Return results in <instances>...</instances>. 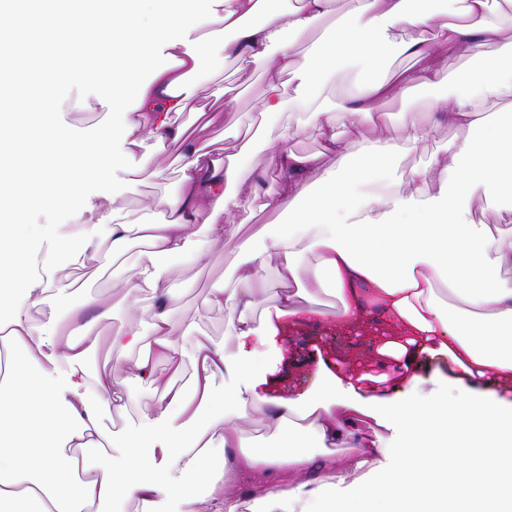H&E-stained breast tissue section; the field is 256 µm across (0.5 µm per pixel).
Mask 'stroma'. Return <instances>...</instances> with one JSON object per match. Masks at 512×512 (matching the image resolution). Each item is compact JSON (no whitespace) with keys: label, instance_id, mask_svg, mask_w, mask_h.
Here are the masks:
<instances>
[{"label":"stroma","instance_id":"stroma-1","mask_svg":"<svg viewBox=\"0 0 512 512\" xmlns=\"http://www.w3.org/2000/svg\"><path fill=\"white\" fill-rule=\"evenodd\" d=\"M298 83L297 73L285 76L283 96L287 105L282 112L268 114L262 108L266 91L263 63L254 62L244 68L233 58L216 56L200 81L199 94L231 101L233 108L224 113L221 122L199 132L200 141L222 139L225 124L238 123L253 137L244 163L245 172L260 175L266 191L280 190L282 176L271 160L267 141L278 138L288 129L292 132L288 146L295 153L315 156L324 152L322 137L311 128L310 114L293 103ZM97 91V85L90 81L61 90L55 94L52 106L44 108L37 118L67 127L77 140L96 139L106 126L121 120L120 115H106L97 103ZM435 98L434 91L422 88L415 91L412 102L394 99L384 104L385 111L393 115L394 134L405 135L413 126L427 131L411 153L392 164L391 173L396 179L407 180L426 174L433 157L444 153L448 145L459 137L455 128L436 125ZM146 155L152 156L155 166L165 168V178H155L150 169L142 166L141 159ZM178 189L176 148L160 145L149 138L142 147L133 149L124 167L76 186L77 200L87 205L83 213H75L69 204L62 203L50 209L29 212L25 223L16 227L17 232L25 233L31 226H38L39 233L32 241L31 255L38 262L52 263V275L64 287L62 293L51 292L39 300L29 297L24 289L12 291V299L21 304L33 319L42 320L44 311L52 305L64 316L80 306L86 296H93L99 301L98 308L103 315L94 327L99 345L85 361L89 376L111 371L114 361L111 335L119 333L127 325L137 326L145 332L150 329V314L146 310L150 291H142L140 304L134 306L118 287L127 269L139 262L145 246L139 239H132L126 253L105 267L97 254L58 252L54 245L56 237L72 224L106 223L105 213L94 210L93 204L113 194L119 196L125 211L148 220H161L163 209L159 205L160 200L174 195ZM468 210L473 223L492 228L502 247L512 246V204L506 197L496 194L477 196L470 202ZM285 220V215L262 209L260 201L256 200L225 223L223 241H214L207 227L197 224L182 254L159 258L166 284L177 299L172 311L174 322L190 317L194 324L182 338L184 355L180 363L170 366L158 362L159 385L128 384L127 389L133 399L125 412L113 416L111 422L112 429L123 431L126 440H134L148 425V408L162 385L189 386L197 345H219L227 353H234L235 320L227 312L206 309L204 300L210 290L233 285V273L239 263L236 245L240 239L256 235L263 225L279 224ZM391 336L387 317L377 312L366 313L357 325L350 328L304 324L279 337L277 352L258 361L256 369L265 373L276 388L299 392L316 390L315 364L320 359L330 361L343 374L355 370L372 375L393 373L398 369L397 359L377 353L378 347ZM414 368L419 377L415 396L453 398L464 395V388L454 383L458 370L450 358L422 353L417 356Z\"/></svg>","mask_w":512,"mask_h":512}]
</instances>
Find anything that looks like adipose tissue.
I'll list each match as a JSON object with an SVG mask.
<instances>
[{"mask_svg":"<svg viewBox=\"0 0 512 512\" xmlns=\"http://www.w3.org/2000/svg\"><path fill=\"white\" fill-rule=\"evenodd\" d=\"M496 1L512 10V0H357L343 14L339 0H297L283 14L267 0H211L204 14L171 5L149 26L143 23L149 0H95L91 6L68 0L49 20L37 11L0 10V211L9 215L0 222V512H110L118 498L133 503L134 512H155L160 486L148 474L159 468L208 478L206 495H186V512H240L234 487L243 478L260 488L265 512H288L293 503L310 512L307 503L315 494L305 476L313 451L329 444L352 447L344 421L354 414L373 417L396 432L397 441L357 450L349 471L367 470L372 479L356 491L345 488L349 471L328 469L322 484L337 494L319 512H512V401L496 392L472 389L458 400H428L369 387L365 376L322 366L317 392L275 393L254 368L257 355L275 347L286 327L331 318L348 326L371 307L391 321L394 336L379 352L403 359L406 385L418 382L406 357L410 351L447 355L471 380L490 375L512 384V288L491 272L492 262L512 263V252H496L488 226L466 217L474 197L512 193V120L493 111L512 99V42L497 53L486 51L499 35L486 21ZM456 12L464 22L447 21ZM326 18L334 21L332 31L313 44L299 97L312 101L320 83L355 64L367 77L342 108L382 127L359 141L357 164L336 131L334 108L315 105L313 127L335 164L270 143L283 187L262 192L239 171L245 150L238 125H225L226 157L219 160L172 116L185 111L195 80L219 53L245 65L264 62L265 109L280 111L282 78L295 67L291 46ZM48 28L63 36L73 65L63 76L43 69V89L96 77L102 106L123 115L106 137L134 145L149 137L167 141L179 146L183 161L181 189L165 200L161 221L122 214L112 200L107 208L115 222L86 224L56 241L61 251L91 248L116 257L126 253L136 229L148 244L123 283L131 297L151 291L148 351L132 362L116 360L110 373L93 378L84 369L98 345L91 325L49 336L7 298L15 288L41 296L55 286L29 272V251L15 232V218L54 206L75 183L118 162L103 140L76 148L65 127L29 120V104L16 86L31 57L18 49L17 39L38 38ZM142 38L164 39L170 64L153 67L151 56L136 46ZM389 49L411 59V66L390 80L372 78L380 52ZM463 57L475 59L476 67L449 71V60ZM149 66L153 83H136L133 72ZM419 88L437 91L438 123L457 128L461 137L433 159L430 176L396 182L385 193L369 190L373 164L408 154L424 135L420 129L393 135L380 107L390 99L411 101ZM257 196L264 209L289 214V223L265 226L258 239L240 241L237 287L212 289L205 299L207 308L236 313L235 354L199 346L190 391H161L151 407L152 423L129 448L128 471L116 472L102 459V449L115 444L104 415L125 411L127 380L157 382L156 361L175 365L182 356L157 258L182 253L195 224L208 225L215 239H223L225 220ZM306 252L315 254L314 268L302 265ZM273 258L286 287L259 323L255 298L240 284L259 278ZM327 292L340 303L332 317L319 306ZM48 361L66 364L63 382L47 374ZM224 371L247 376L249 385L219 407L211 381ZM214 406L219 412L212 427L220 429L222 446L240 451L229 473L212 446L211 427L185 440L174 425ZM256 412L278 428L277 445L255 448L240 438L238 420ZM380 455L391 457L389 467L377 465ZM284 473L289 483H282Z\"/></svg>","mask_w":512,"mask_h":512,"instance_id":"obj_1","label":"adipose tissue"}]
</instances>
